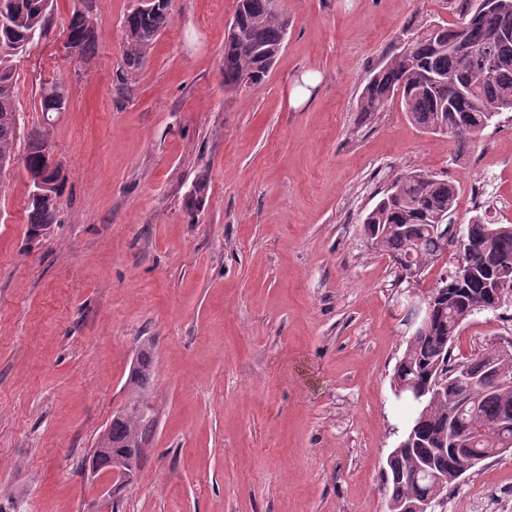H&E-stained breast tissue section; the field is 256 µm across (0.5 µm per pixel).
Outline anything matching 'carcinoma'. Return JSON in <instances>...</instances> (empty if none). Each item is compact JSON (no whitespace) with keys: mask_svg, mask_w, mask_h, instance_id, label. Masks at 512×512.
Returning a JSON list of instances; mask_svg holds the SVG:
<instances>
[{"mask_svg":"<svg viewBox=\"0 0 512 512\" xmlns=\"http://www.w3.org/2000/svg\"><path fill=\"white\" fill-rule=\"evenodd\" d=\"M490 10L480 0H463L460 21L421 28L394 53L365 85L359 103L361 118L369 120L389 103L400 101L408 119L426 134L448 136L455 158L476 147L483 132L504 112H512V0H495ZM52 0H0V114L16 111L13 58L35 37L46 34ZM172 21L171 5L158 3L134 10L126 19V61L141 66L157 35ZM288 30V18L274 0H237L233 20L224 35V92L235 93L250 79L265 82ZM97 28L86 10L72 13L66 27L65 48L86 59L97 48ZM433 73L452 87L466 90L461 97L443 95L425 81ZM16 132L0 124V156L15 153ZM48 132L31 129L23 156L25 171L35 177L50 173L56 183L45 200L29 197L28 230L57 223V197L64 176L44 153ZM456 184L417 169L398 175L363 220L372 247L389 255L401 276L415 279L452 248L456 262L471 273L457 277L446 272L428 292L436 315L423 335L409 336L392 377V389L410 386L421 393L407 401L411 421L403 437L405 448L386 459L388 512L435 494L431 483L415 479L428 465L456 482L455 473L468 472L473 450L481 459L512 449V340L492 342L483 352L462 361L452 358L453 345L470 318L485 310L512 305V224H491L477 215L455 226ZM509 281V291L496 297L484 292V281ZM153 342L147 340L130 372L128 401L101 435L96 460L110 465L118 458L138 472L155 420L140 411L153 378Z\"/></svg>","mask_w":512,"mask_h":512,"instance_id":"1","label":"carcinoma"}]
</instances>
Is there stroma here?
I'll list each match as a JSON object with an SVG mask.
<instances>
[{
    "instance_id": "1",
    "label": "stroma",
    "mask_w": 512,
    "mask_h": 512,
    "mask_svg": "<svg viewBox=\"0 0 512 512\" xmlns=\"http://www.w3.org/2000/svg\"><path fill=\"white\" fill-rule=\"evenodd\" d=\"M77 5L56 0L48 35L13 60L16 147L48 129L65 180L33 239L23 167L0 175V512H98L91 457L147 339L156 426L117 512H387L407 296L454 258L407 282L363 219L415 167L457 185L456 224H512V112L459 161L400 105L365 125L358 102L420 27L457 21L458 0H276L283 48L232 95L235 0H173L136 70L124 20L139 0H89L87 60L64 49ZM48 81L65 111L41 112ZM510 338L512 307L485 311L454 354ZM442 512H512V451L449 487Z\"/></svg>"
}]
</instances>
